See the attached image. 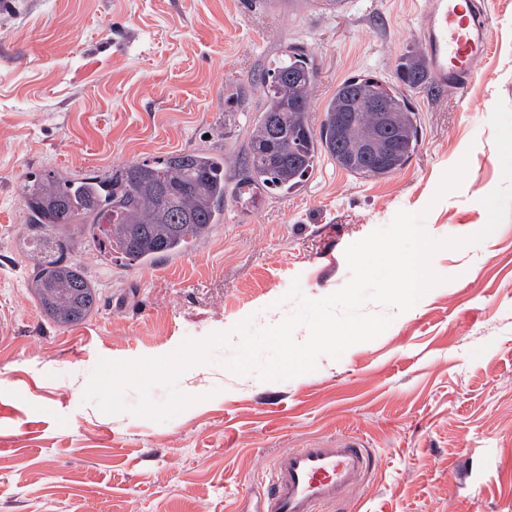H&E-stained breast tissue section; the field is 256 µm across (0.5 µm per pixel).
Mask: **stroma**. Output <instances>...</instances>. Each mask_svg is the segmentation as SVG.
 Instances as JSON below:
<instances>
[{
  "instance_id": "stroma-1",
  "label": "stroma",
  "mask_w": 512,
  "mask_h": 512,
  "mask_svg": "<svg viewBox=\"0 0 512 512\" xmlns=\"http://www.w3.org/2000/svg\"><path fill=\"white\" fill-rule=\"evenodd\" d=\"M250 2L0 0V512H235L281 453L339 434L379 459L354 512H512V212L481 245L437 252L445 281L410 310L366 303L391 323L340 359L285 381L227 365L238 323L294 313L291 285L310 299L342 288L346 248L398 210L426 211L435 239L485 226L512 0H484L490 45L466 88L410 91L420 144L391 177L321 160L288 195L227 201L207 240L151 265L79 244L100 292L80 325H54L33 298L24 176L193 148L224 153L232 175L262 105L247 80L281 50L318 69L316 127L343 79L392 78L420 48V0Z\"/></svg>"
}]
</instances>
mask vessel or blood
<instances>
[{"instance_id":"vessel-or-blood-1","label":"vessel or blood","mask_w":512,"mask_h":512,"mask_svg":"<svg viewBox=\"0 0 512 512\" xmlns=\"http://www.w3.org/2000/svg\"><path fill=\"white\" fill-rule=\"evenodd\" d=\"M421 49L434 83L462 89L476 74L489 41L476 4L421 0ZM376 454L349 434L309 448L280 454L253 491L248 512H322L346 499L375 468Z\"/></svg>"}]
</instances>
